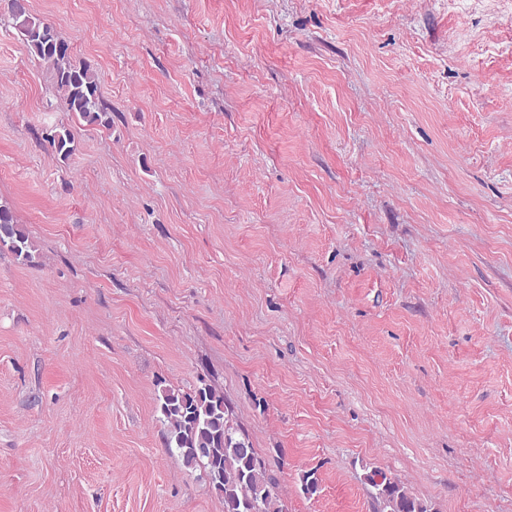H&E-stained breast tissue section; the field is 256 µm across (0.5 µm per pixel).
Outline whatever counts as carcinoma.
<instances>
[{
  "label": "carcinoma",
  "instance_id": "obj_1",
  "mask_svg": "<svg viewBox=\"0 0 512 512\" xmlns=\"http://www.w3.org/2000/svg\"><path fill=\"white\" fill-rule=\"evenodd\" d=\"M7 13L30 53L47 66L63 110L90 123L110 125L91 64L75 58L54 25L32 16L27 0H7ZM50 144L64 159L76 151L67 131L50 137ZM5 247L18 260L32 258L26 229L10 206L0 204V250ZM156 410L165 425V447L176 449L186 468H203L209 487L224 501V512H285L265 463L248 436L233 427L222 391L202 379L189 391L164 389L156 397ZM369 479L386 512H431L427 503L386 474L376 470Z\"/></svg>",
  "mask_w": 512,
  "mask_h": 512
}]
</instances>
